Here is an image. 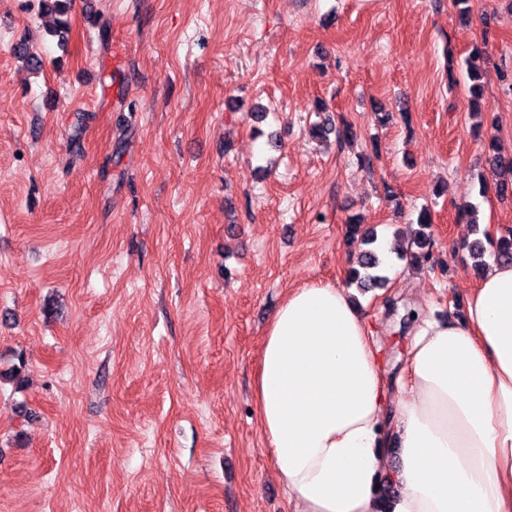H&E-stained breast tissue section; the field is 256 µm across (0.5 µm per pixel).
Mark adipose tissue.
<instances>
[{"instance_id":"adipose-tissue-1","label":"adipose tissue","mask_w":512,"mask_h":512,"mask_svg":"<svg viewBox=\"0 0 512 512\" xmlns=\"http://www.w3.org/2000/svg\"><path fill=\"white\" fill-rule=\"evenodd\" d=\"M406 369L388 377L346 289L288 293L264 334L254 401L293 512H379L381 477L397 488L390 512H512V264L490 263L464 318L425 322Z\"/></svg>"}]
</instances>
